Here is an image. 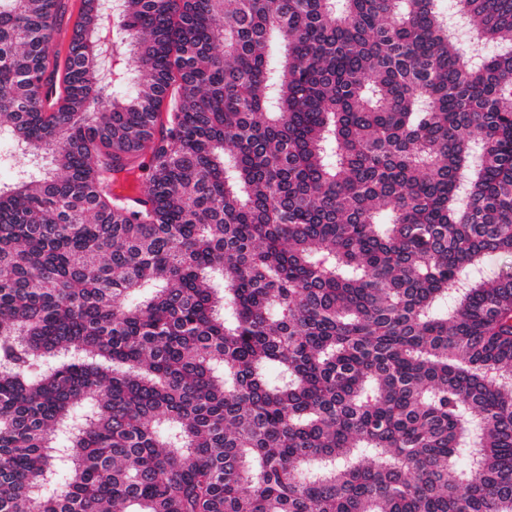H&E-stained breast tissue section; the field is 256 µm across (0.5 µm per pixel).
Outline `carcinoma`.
I'll return each mask as SVG.
<instances>
[{
  "instance_id": "1",
  "label": "carcinoma",
  "mask_w": 512,
  "mask_h": 512,
  "mask_svg": "<svg viewBox=\"0 0 512 512\" xmlns=\"http://www.w3.org/2000/svg\"><path fill=\"white\" fill-rule=\"evenodd\" d=\"M439 2L90 0L60 77L0 0V512H512V0Z\"/></svg>"
}]
</instances>
